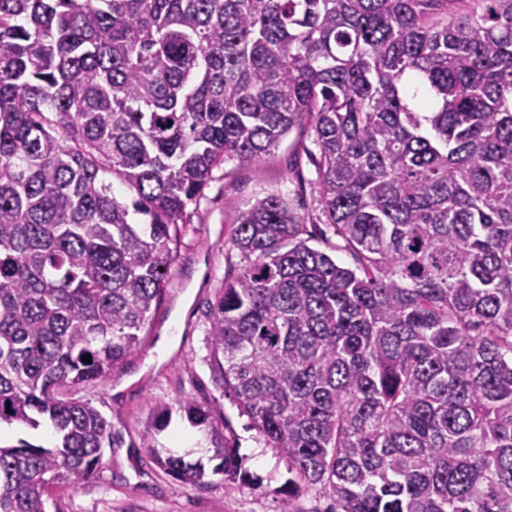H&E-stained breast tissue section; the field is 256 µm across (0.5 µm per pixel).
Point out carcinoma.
<instances>
[{"instance_id":"cac0c4a2","label":"carcinoma","mask_w":512,"mask_h":512,"mask_svg":"<svg viewBox=\"0 0 512 512\" xmlns=\"http://www.w3.org/2000/svg\"><path fill=\"white\" fill-rule=\"evenodd\" d=\"M295 127L314 206L237 210L208 329L283 512H512V0H0V424L57 435L0 445V512L96 474L112 424L58 390L137 352L189 205ZM175 410L261 488L194 401L145 436L170 476L205 475ZM178 437L183 438L186 443H192L195 446L200 435L196 432V429L190 426L187 420L174 413L171 424L166 431V440L169 445L174 446V441Z\"/></svg>"}]
</instances>
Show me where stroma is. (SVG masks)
Returning <instances> with one entry per match:
<instances>
[{"label": "stroma", "mask_w": 512, "mask_h": 512, "mask_svg": "<svg viewBox=\"0 0 512 512\" xmlns=\"http://www.w3.org/2000/svg\"><path fill=\"white\" fill-rule=\"evenodd\" d=\"M306 141L294 129L261 164L231 162L216 170L193 223L184 228L162 304L139 350L105 381L63 389L64 397L92 404L111 422L112 445L94 477L54 489L49 512H283L279 489L288 478L287 462L220 388L207 330L225 278L244 264L229 242L236 209L270 190L295 198L301 209L312 206L315 174L304 161ZM297 167L305 186L295 181ZM182 401L209 405L230 422L245 467L262 481L260 489L212 474L185 484L159 466L144 446L145 432L160 408Z\"/></svg>", "instance_id": "35a3bbf8"}]
</instances>
